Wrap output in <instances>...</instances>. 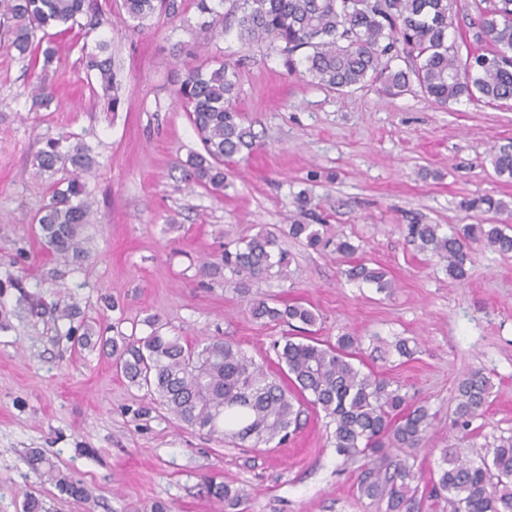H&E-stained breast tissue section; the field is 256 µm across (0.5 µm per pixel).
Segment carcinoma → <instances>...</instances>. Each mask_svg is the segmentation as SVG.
Instances as JSON below:
<instances>
[{"label": "carcinoma", "mask_w": 512, "mask_h": 512, "mask_svg": "<svg viewBox=\"0 0 512 512\" xmlns=\"http://www.w3.org/2000/svg\"><path fill=\"white\" fill-rule=\"evenodd\" d=\"M214 0H196L199 34L217 31L223 14ZM453 0H235L239 37L248 44L281 47L288 53L305 50L306 71L315 84L346 94L369 82H380L391 95L408 91L416 81L421 91L446 105L462 97L486 103L512 99V0H474L477 18L471 24L476 50L461 61L448 45ZM178 0H123L132 28L155 14L175 19ZM0 15L13 22L10 48L49 64L52 50L40 49L36 34L84 25L105 24L93 0H0ZM100 43L83 55L87 71L104 90L114 88L112 57ZM405 54L417 60L412 72L391 67ZM237 71L221 62L209 71L191 67L175 91L188 112L204 152L189 160L187 180L205 188H224V162L251 151L255 135L242 124L235 106ZM95 164L90 147L68 137L48 139L36 155L39 172L71 168L73 179L56 188L37 218L46 251L66 265L88 257L84 228L92 203L80 181ZM491 165L499 177L512 179V144L493 150ZM468 210L504 213L505 201L481 195L462 202ZM287 236L305 246L350 258L358 247L346 236L326 239L314 224H290ZM408 237L418 251L443 263L453 279L468 277V250L480 242L501 253L512 252V235L499 224H463L445 233L440 224H411ZM290 256L271 231L224 245L222 264L208 261L201 269L224 276V284L246 299L252 318L262 324L285 323L306 332L273 343L276 372L256 362L240 346L222 336L194 343L161 332L156 320L142 337L119 335L106 341L115 366L130 385L163 407L181 427L205 430L219 440L231 439L256 448L282 444L298 428L310 408L321 411L334 426L336 454L363 460L358 483L361 496L386 503V512H512V434L501 436L475 461L460 448L443 449L438 470L422 480L395 451L421 450L433 427L425 404H412L394 381L355 365L359 338L348 333L323 344L308 335L319 319L316 310L299 303L281 307L252 292V283L287 276ZM346 280L392 287L380 266L352 262L341 271ZM491 382L470 372L458 382L452 424L466 428L487 403ZM58 490L77 501L89 499L82 483L54 466L46 471ZM423 485H418V482ZM208 495L224 504V512H243L245 493L211 477Z\"/></svg>", "instance_id": "1"}]
</instances>
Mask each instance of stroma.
Returning a JSON list of instances; mask_svg holds the SVG:
<instances>
[{
    "label": "stroma",
    "instance_id": "obj_1",
    "mask_svg": "<svg viewBox=\"0 0 512 512\" xmlns=\"http://www.w3.org/2000/svg\"><path fill=\"white\" fill-rule=\"evenodd\" d=\"M182 16L153 17L138 30L123 0H97L108 26L54 39L48 69L9 49L0 25V512H24L26 495L45 512H224L205 478L245 490L246 512H385L360 496V464L337 456L324 414L308 412L296 435L277 448L241 447L178 426L117 374L107 349L82 346L69 321L52 313L75 307L103 335H146L147 317L164 332L196 340L224 336L256 361L273 364L274 339L286 325L252 319L246 301L205 276L201 260L220 258L225 243L261 230L318 224L324 237H349L358 258L381 266L387 292L346 281L331 249L279 239L291 259L285 278L257 280L275 303L314 307L315 337L361 340L359 358L434 413L427 447L409 460L435 470L442 449L476 457L512 434V253L471 244L469 277L450 278L437 258L415 249L412 224H500L503 214L467 211L464 199L491 194L512 204V181L493 174L492 147L512 142V102L461 99L433 104L419 89L387 96L378 85L346 95L311 83L303 52L248 46L225 13L224 32L190 60L177 52L196 40L195 0ZM105 40L122 86L117 111L84 49ZM234 64L237 107L255 135L252 152L225 165L227 185L214 192L186 184L191 154L202 144L174 92L186 65ZM57 95L36 105L41 74ZM67 133L98 162L86 179L93 203L82 266L54 261L43 249L35 215L68 171L39 172L36 153ZM306 192L312 203L298 209ZM413 353L399 355L397 340ZM479 370L493 388L468 431L450 425L455 390ZM89 488L91 505L60 494L27 463L31 451Z\"/></svg>",
    "mask_w": 512,
    "mask_h": 512
}]
</instances>
